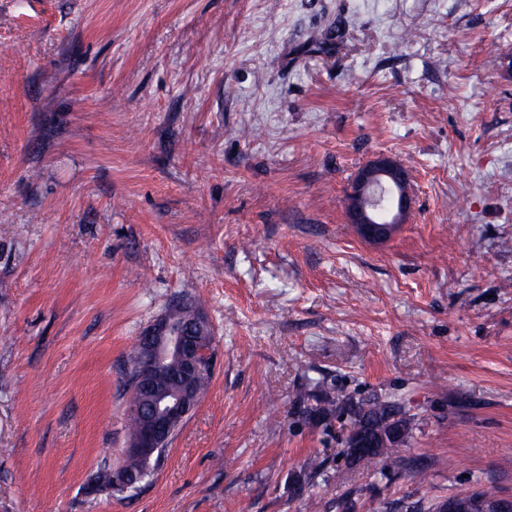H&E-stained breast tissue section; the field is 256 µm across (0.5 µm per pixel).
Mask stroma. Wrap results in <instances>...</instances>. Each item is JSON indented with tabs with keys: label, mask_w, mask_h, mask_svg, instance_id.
Instances as JSON below:
<instances>
[{
	"label": "stroma",
	"mask_w": 512,
	"mask_h": 512,
	"mask_svg": "<svg viewBox=\"0 0 512 512\" xmlns=\"http://www.w3.org/2000/svg\"><path fill=\"white\" fill-rule=\"evenodd\" d=\"M379 152L414 204L376 244L345 193ZM181 301L210 387L139 488L93 491ZM317 382L402 399L396 458L298 421ZM477 489L512 496V0H0V512Z\"/></svg>",
	"instance_id": "stroma-1"
}]
</instances>
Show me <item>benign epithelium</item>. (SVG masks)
Listing matches in <instances>:
<instances>
[{
    "label": "benign epithelium",
    "mask_w": 512,
    "mask_h": 512,
    "mask_svg": "<svg viewBox=\"0 0 512 512\" xmlns=\"http://www.w3.org/2000/svg\"><path fill=\"white\" fill-rule=\"evenodd\" d=\"M411 170L393 156L376 153L362 165L345 197L347 222L368 242L390 239L399 225L408 221L413 209ZM141 354L132 381L130 407L139 421L138 432L127 453L152 456L167 446L173 432L199 403L196 380L201 362L213 359L212 337L193 336L173 330L167 317L154 322L138 338ZM174 357L172 373L177 389L156 390L159 362ZM434 512H512V497L469 493L435 503Z\"/></svg>",
    "instance_id": "7a95c632"
}]
</instances>
